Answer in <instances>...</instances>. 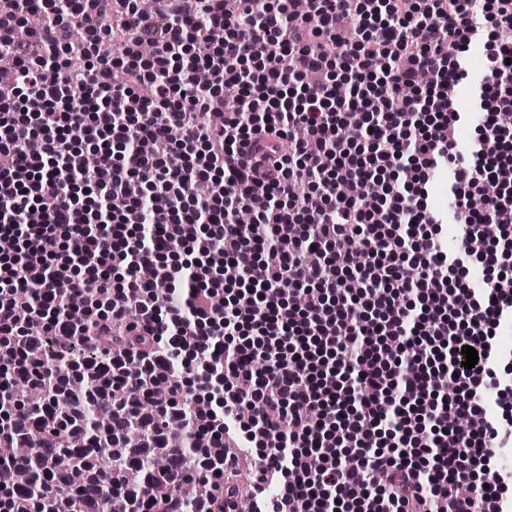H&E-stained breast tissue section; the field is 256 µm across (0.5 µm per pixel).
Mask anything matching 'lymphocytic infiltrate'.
Returning <instances> with one entry per match:
<instances>
[{"label":"lymphocytic infiltrate","instance_id":"1","mask_svg":"<svg viewBox=\"0 0 512 512\" xmlns=\"http://www.w3.org/2000/svg\"><path fill=\"white\" fill-rule=\"evenodd\" d=\"M162 2L0 0V512H512V0Z\"/></svg>","mask_w":512,"mask_h":512}]
</instances>
